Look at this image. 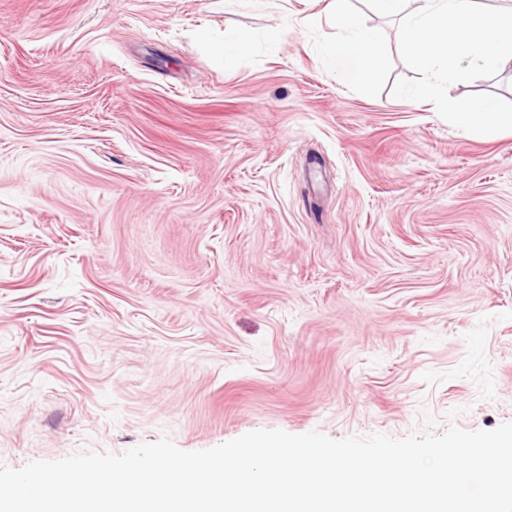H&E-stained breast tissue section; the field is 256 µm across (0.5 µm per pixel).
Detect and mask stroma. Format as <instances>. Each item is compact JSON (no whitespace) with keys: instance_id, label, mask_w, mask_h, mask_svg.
Segmentation results:
<instances>
[{"instance_id":"stroma-1","label":"stroma","mask_w":512,"mask_h":512,"mask_svg":"<svg viewBox=\"0 0 512 512\" xmlns=\"http://www.w3.org/2000/svg\"><path fill=\"white\" fill-rule=\"evenodd\" d=\"M327 2L0 0V467L512 422V133L362 0L344 81ZM349 1L331 0L328 14L336 28V40L331 44L330 57L346 79L359 82L379 70L386 48L379 33L363 23Z\"/></svg>"}]
</instances>
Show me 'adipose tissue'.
Wrapping results in <instances>:
<instances>
[{"label": "adipose tissue", "mask_w": 512, "mask_h": 512, "mask_svg": "<svg viewBox=\"0 0 512 512\" xmlns=\"http://www.w3.org/2000/svg\"><path fill=\"white\" fill-rule=\"evenodd\" d=\"M329 17L336 28L330 56L348 80L359 82L373 76L382 66L386 48L379 33L367 27L349 0H331Z\"/></svg>", "instance_id": "1"}]
</instances>
